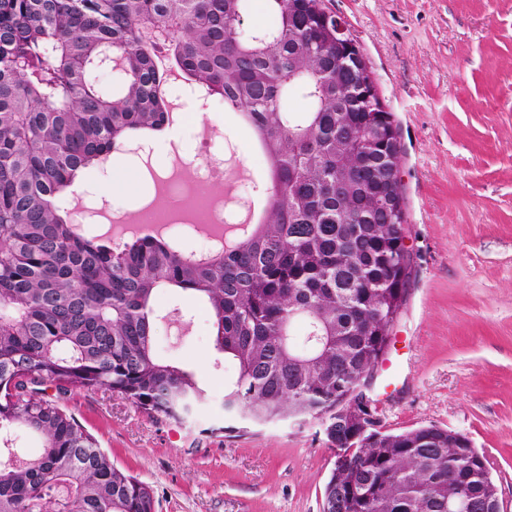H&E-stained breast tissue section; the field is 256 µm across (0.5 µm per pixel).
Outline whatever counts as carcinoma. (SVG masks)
I'll use <instances>...</instances> for the list:
<instances>
[{"label": "carcinoma", "instance_id": "obj_1", "mask_svg": "<svg viewBox=\"0 0 512 512\" xmlns=\"http://www.w3.org/2000/svg\"><path fill=\"white\" fill-rule=\"evenodd\" d=\"M248 0H0V512H155L153 489L112 464L63 406L106 389L184 422L205 390L153 349L157 289L202 298L236 379L224 411L266 424L321 421L336 452L321 512H500L487 457L435 425L365 428L346 398L386 354L412 276L403 246L398 133L380 96L358 101L323 0H265L273 18L234 35ZM107 41L124 81L91 76ZM218 93L270 171L261 223L204 259L165 239L116 246L64 200L118 142L163 124L156 52ZM83 62L77 84L59 81ZM301 86L303 112L282 100ZM392 130L366 137L369 124ZM56 394H45V386ZM40 446L23 452L16 431Z\"/></svg>", "mask_w": 512, "mask_h": 512}]
</instances>
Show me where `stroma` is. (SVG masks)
I'll return each instance as SVG.
<instances>
[{"label": "stroma", "mask_w": 512, "mask_h": 512, "mask_svg": "<svg viewBox=\"0 0 512 512\" xmlns=\"http://www.w3.org/2000/svg\"><path fill=\"white\" fill-rule=\"evenodd\" d=\"M372 67L403 153L405 242L414 274L390 335L393 369L369 391L381 428L435 425L484 452L512 512V0H324ZM211 153L228 163L233 193L197 176L191 196L222 199L240 216L261 201L269 168L253 132L221 98L200 111ZM196 141L127 144L84 182L90 230L131 221L154 177L190 159ZM156 356L195 373L206 402L197 421L153 418L110 391L65 405L122 471L149 484L155 512H321L336 460L319 421L242 426L224 413L235 381L213 348L206 303L157 291Z\"/></svg>", "instance_id": "obj_1"}]
</instances>
